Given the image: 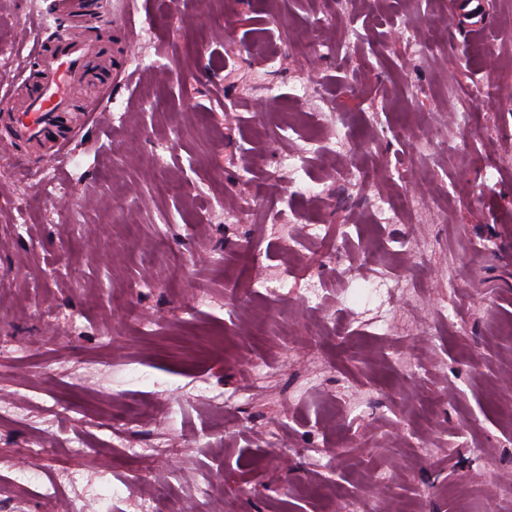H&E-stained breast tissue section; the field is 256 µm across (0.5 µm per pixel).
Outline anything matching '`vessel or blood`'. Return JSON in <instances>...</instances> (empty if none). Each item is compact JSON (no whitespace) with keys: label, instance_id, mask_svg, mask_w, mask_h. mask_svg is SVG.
I'll return each instance as SVG.
<instances>
[{"label":"vessel or blood","instance_id":"1","mask_svg":"<svg viewBox=\"0 0 512 512\" xmlns=\"http://www.w3.org/2000/svg\"><path fill=\"white\" fill-rule=\"evenodd\" d=\"M105 13L104 0H83L77 11L70 0H51L49 20H36L29 32L35 73L22 80V101L0 100V117L9 127L0 151L14 156L21 143L35 142L43 147L42 163L64 155L81 135L71 112L72 89L83 85L106 94L125 72L107 68L108 48L94 36Z\"/></svg>","mask_w":512,"mask_h":512}]
</instances>
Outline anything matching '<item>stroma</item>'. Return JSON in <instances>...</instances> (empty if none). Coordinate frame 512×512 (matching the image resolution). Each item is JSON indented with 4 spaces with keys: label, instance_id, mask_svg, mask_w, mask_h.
Returning a JSON list of instances; mask_svg holds the SVG:
<instances>
[{
    "label": "stroma",
    "instance_id": "obj_1",
    "mask_svg": "<svg viewBox=\"0 0 512 512\" xmlns=\"http://www.w3.org/2000/svg\"><path fill=\"white\" fill-rule=\"evenodd\" d=\"M107 2L127 73L77 93L92 128L0 155V499L140 512L143 469L154 512H512V0ZM49 4L0 0L5 91ZM128 422L176 456L131 457Z\"/></svg>",
    "mask_w": 512,
    "mask_h": 512
}]
</instances>
